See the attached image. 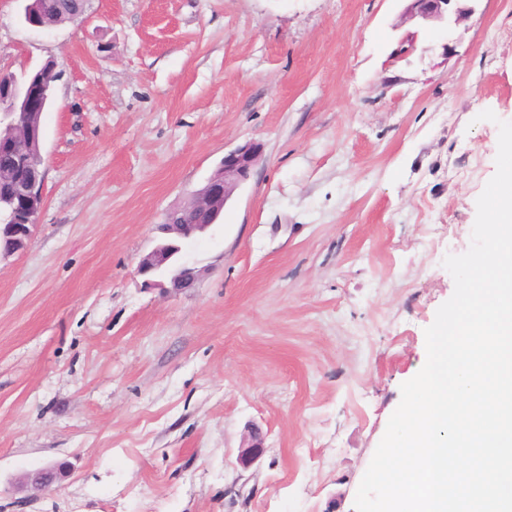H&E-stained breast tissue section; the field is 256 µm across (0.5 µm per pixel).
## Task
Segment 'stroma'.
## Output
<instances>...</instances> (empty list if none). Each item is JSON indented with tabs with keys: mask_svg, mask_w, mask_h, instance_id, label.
Here are the masks:
<instances>
[{
	"mask_svg": "<svg viewBox=\"0 0 512 512\" xmlns=\"http://www.w3.org/2000/svg\"><path fill=\"white\" fill-rule=\"evenodd\" d=\"M23 5L0 68L60 77L38 223L0 261V512H355L512 121V0L403 56L405 0H87L45 29ZM248 141L183 244L194 287L144 288L157 225Z\"/></svg>",
	"mask_w": 512,
	"mask_h": 512,
	"instance_id": "1",
	"label": "stroma"
}]
</instances>
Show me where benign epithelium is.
Returning a JSON list of instances; mask_svg holds the SVG:
<instances>
[{"instance_id": "obj_1", "label": "benign epithelium", "mask_w": 512, "mask_h": 512, "mask_svg": "<svg viewBox=\"0 0 512 512\" xmlns=\"http://www.w3.org/2000/svg\"><path fill=\"white\" fill-rule=\"evenodd\" d=\"M458 0H408L404 9V23L453 22L459 23L469 10L457 5ZM38 106V98L22 85L13 99L0 110L9 117L23 114ZM11 161L0 162V185L9 183L19 175L20 168L28 159L20 146L13 141L0 140V156ZM263 155L261 144L249 141L224 154L217 169L204 186L196 191L185 208L210 216L205 224H161L164 238L139 262L137 272L147 288H159L165 292L179 291L193 286L198 273L195 268L178 257L183 240L202 232L218 220L236 188L246 182ZM22 197L12 201L13 212L25 217L23 224H6L0 228L4 239L3 255L8 257L24 249L31 238L32 223L36 221L43 200V181L35 179L21 188ZM59 467L47 466L25 475V483L36 490L49 488Z\"/></svg>"}]
</instances>
